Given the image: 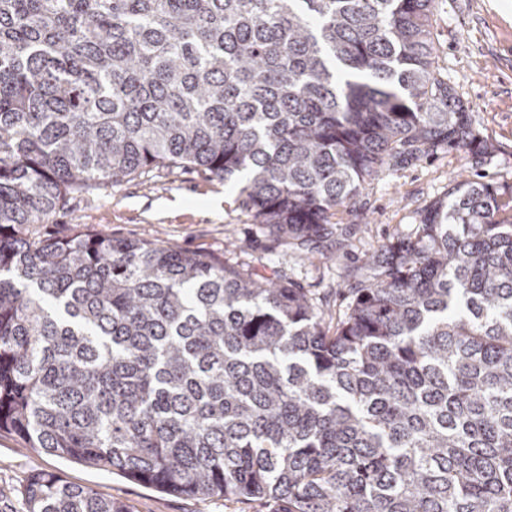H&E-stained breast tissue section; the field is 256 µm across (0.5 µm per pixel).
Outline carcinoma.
<instances>
[{
  "label": "carcinoma",
  "mask_w": 512,
  "mask_h": 512,
  "mask_svg": "<svg viewBox=\"0 0 512 512\" xmlns=\"http://www.w3.org/2000/svg\"><path fill=\"white\" fill-rule=\"evenodd\" d=\"M436 0H0V430L171 494L279 512H512V215L453 178L346 284L29 233L183 167L313 251L383 172L497 147ZM21 512H128L56 473Z\"/></svg>",
  "instance_id": "obj_1"
}]
</instances>
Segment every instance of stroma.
<instances>
[{
    "label": "stroma",
    "mask_w": 512,
    "mask_h": 512,
    "mask_svg": "<svg viewBox=\"0 0 512 512\" xmlns=\"http://www.w3.org/2000/svg\"><path fill=\"white\" fill-rule=\"evenodd\" d=\"M512 0H439L435 30L440 64L448 82L468 106L474 125L499 153L473 167L468 153L441 152L384 172L332 218L335 239L309 253L286 247L254 223L230 184L185 169L154 173L106 191L71 198L40 237L64 239L78 231L157 242L199 252L230 264L281 268L320 299L327 326H335L349 299L344 280L365 254L394 237L409 235L417 213L448 190L452 176L482 173L501 188H512ZM56 472L74 485L123 501L128 512H272L260 501H227L165 493L116 474L25 448L0 431V512H20L21 488L34 473Z\"/></svg>",
    "instance_id": "obj_1"
}]
</instances>
